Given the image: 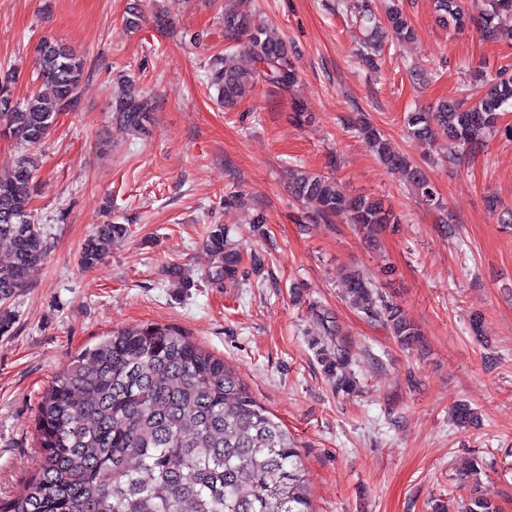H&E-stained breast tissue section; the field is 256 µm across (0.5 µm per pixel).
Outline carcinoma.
Listing matches in <instances>:
<instances>
[{
	"instance_id": "obj_1",
	"label": "carcinoma",
	"mask_w": 512,
	"mask_h": 512,
	"mask_svg": "<svg viewBox=\"0 0 512 512\" xmlns=\"http://www.w3.org/2000/svg\"><path fill=\"white\" fill-rule=\"evenodd\" d=\"M433 3L440 23L460 27L468 19L489 38L497 35L495 20L512 13V0H482L478 14L469 17L459 0ZM349 8L362 24L361 55L370 64L384 32L399 41L412 37L395 3L387 9L384 27L371 0H352ZM224 30L244 38L242 49L215 58L210 67L209 81L224 108L235 107L257 83L284 92L297 83L294 47L264 24L226 8ZM36 55L37 79L50 95L36 92L18 101L12 80L0 79V136L27 150L43 142L59 113L76 107L84 74L77 56L50 38L42 39ZM482 83L486 91L468 106L449 99L432 112L407 113L408 135L424 143L447 138L450 161L478 148L501 114L512 109V71L505 68ZM112 112L123 129L150 133L147 100L128 93L114 102ZM356 131L423 200L442 207L424 172L391 152L370 123L359 121ZM290 176L295 196L325 224L341 217L374 241L398 222L381 200L347 196L330 175L293 169ZM32 178L27 154L0 174V245L11 253V260L0 264V304L28 284L46 256L44 235L31 221ZM128 232L125 224L98 225L81 250V262L98 263ZM205 247L211 255L208 281L234 284L248 274L224 225L209 230ZM343 280L353 309L384 325L403 345L420 341L418 327L363 271L347 268ZM315 324L324 339L312 346L324 373L336 379V390H352L350 352L339 341L335 318L319 311ZM35 429L37 467L18 497L0 502V512H311L304 469L288 429L223 359L173 327L122 329L79 351L42 396Z\"/></svg>"
}]
</instances>
